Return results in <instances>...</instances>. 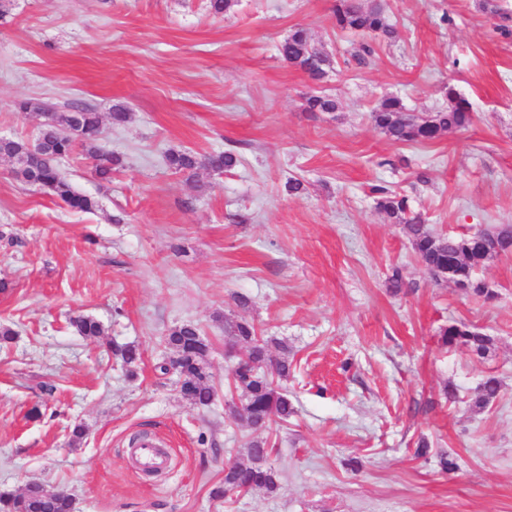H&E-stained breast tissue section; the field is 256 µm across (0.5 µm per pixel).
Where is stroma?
Wrapping results in <instances>:
<instances>
[{
  "mask_svg": "<svg viewBox=\"0 0 512 512\" xmlns=\"http://www.w3.org/2000/svg\"><path fill=\"white\" fill-rule=\"evenodd\" d=\"M387 3L397 35L361 65L335 0H237L221 17L207 0H12L0 137L35 138L42 117L21 102L80 100L123 165L102 182L83 151L61 160L98 203L84 213L0 158V326L15 332L0 343V486H54L74 512H512V255L477 272L492 299L464 295L430 278L378 206L380 190L404 195L444 237L512 224V0H493L495 16L483 0ZM296 25L332 59L322 80L279 55ZM450 86L471 104L467 128L396 144L370 121L384 95L421 114L446 107ZM312 94L337 110L305 111ZM172 151L237 162L190 178ZM78 315L102 335H77ZM229 320L287 346L296 413L266 430L279 489L215 499L254 435L232 413ZM455 321L492 337L490 353L443 345ZM185 322L210 345L206 407L158 369ZM127 343L143 353L133 378L112 354ZM489 375L501 389L479 410ZM137 435L166 448L162 474L133 463Z\"/></svg>",
  "mask_w": 512,
  "mask_h": 512,
  "instance_id": "1",
  "label": "stroma"
}]
</instances>
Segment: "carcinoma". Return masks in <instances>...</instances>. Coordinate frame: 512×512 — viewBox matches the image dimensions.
I'll list each match as a JSON object with an SVG mask.
<instances>
[{
  "instance_id": "obj_1",
  "label": "carcinoma",
  "mask_w": 512,
  "mask_h": 512,
  "mask_svg": "<svg viewBox=\"0 0 512 512\" xmlns=\"http://www.w3.org/2000/svg\"><path fill=\"white\" fill-rule=\"evenodd\" d=\"M385 0H335L333 23L341 31L363 36L395 38L396 30L389 23ZM281 57L289 65L298 68L313 79H321L331 65L324 47L316 44L308 30L293 27L280 44ZM448 107L424 115H412L402 100L395 96L381 99L370 112V119L388 140L400 144L426 143L436 140L443 132L469 126L473 116L471 105L448 87ZM24 110H36L43 116L37 137L30 142L21 138L0 139V156L13 160L27 159L24 166L16 165L17 180L47 194L60 198L69 208L90 213L97 201L77 192L63 171L56 164L58 157L66 158L74 152L75 143L68 139L65 131L78 126L83 131L81 148L97 160L95 174L101 179L112 177V170L122 166L120 158L100 153L99 140L102 133L101 119L89 106L72 104L60 111L52 104L24 102ZM308 112H334L336 100L328 95L314 94L306 98ZM236 163L230 152L198 156L189 152H177L169 156L170 166L178 173L194 177L196 170L206 167L221 173ZM382 194L380 208L392 219L405 225L417 258L435 282H451L465 293L487 299L493 297L488 285L474 276L472 243L474 235L438 237L433 235L420 216H408V200L404 196L378 189ZM75 331L86 337L103 334L102 326L89 316H78L70 321ZM228 336L235 344H245L243 355L238 358L230 373L231 385L241 391V409L237 417L258 431L274 417L288 419L294 406L288 392L280 381L290 372L288 356L272 357L269 347L275 339L258 335L248 322L231 323ZM442 342L450 347L469 348L478 357H485L492 339L482 335L464 322H453L442 330ZM165 343L177 359L184 383L189 386L191 402L199 406L208 405L213 398L209 382L208 344L199 328L185 323L171 330ZM115 354L127 367L129 376L136 375L141 361L139 348L125 344L115 348ZM501 388L495 376L487 377L479 387L474 405L484 408L494 401ZM270 441L256 436L247 443L248 462L229 463L224 469L223 483L215 486L211 495L223 499L230 493L245 494L257 489L270 493L279 488V476L269 464ZM0 512H72L70 499L61 491L43 483L35 482L21 492L3 489L0 491Z\"/></svg>"
}]
</instances>
